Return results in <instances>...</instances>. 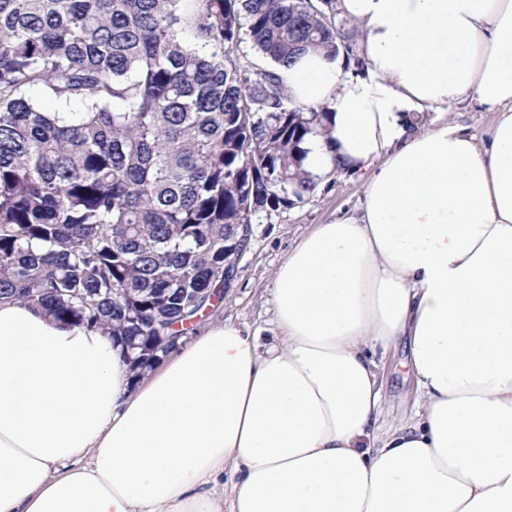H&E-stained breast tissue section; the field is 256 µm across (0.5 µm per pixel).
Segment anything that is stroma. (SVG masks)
<instances>
[{"label":"stroma","mask_w":512,"mask_h":512,"mask_svg":"<svg viewBox=\"0 0 512 512\" xmlns=\"http://www.w3.org/2000/svg\"><path fill=\"white\" fill-rule=\"evenodd\" d=\"M494 119V113L467 100L446 108L423 111L420 126L427 129L447 122L480 135ZM363 193L362 179L337 172L324 178L313 197L281 210L272 219L253 225L249 246L238 262L220 308L200 321L194 329L195 334H202L208 325L225 322L258 334L263 342H271L277 333L270 301L277 267L315 225L328 223L339 211L352 208ZM405 357V347L400 344L381 361L386 399L384 414L389 419H409L415 410L417 394L415 384L403 365Z\"/></svg>","instance_id":"35a3bbf8"}]
</instances>
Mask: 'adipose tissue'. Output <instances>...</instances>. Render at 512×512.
<instances>
[{"instance_id": "ef3b65f1", "label": "adipose tissue", "mask_w": 512, "mask_h": 512, "mask_svg": "<svg viewBox=\"0 0 512 512\" xmlns=\"http://www.w3.org/2000/svg\"><path fill=\"white\" fill-rule=\"evenodd\" d=\"M336 8L363 72L278 73L328 108L304 168L364 196L279 265L276 342L213 324L136 378L109 337L0 303V512H512V0ZM466 99L486 137L417 129ZM400 342L415 412L384 426Z\"/></svg>"}]
</instances>
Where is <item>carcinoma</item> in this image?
<instances>
[{
    "label": "carcinoma",
    "mask_w": 512,
    "mask_h": 512,
    "mask_svg": "<svg viewBox=\"0 0 512 512\" xmlns=\"http://www.w3.org/2000/svg\"><path fill=\"white\" fill-rule=\"evenodd\" d=\"M346 24L336 0H0V302L111 337L136 374L169 353L224 287V237L320 184L327 108L242 44L334 57Z\"/></svg>",
    "instance_id": "carcinoma-1"
}]
</instances>
